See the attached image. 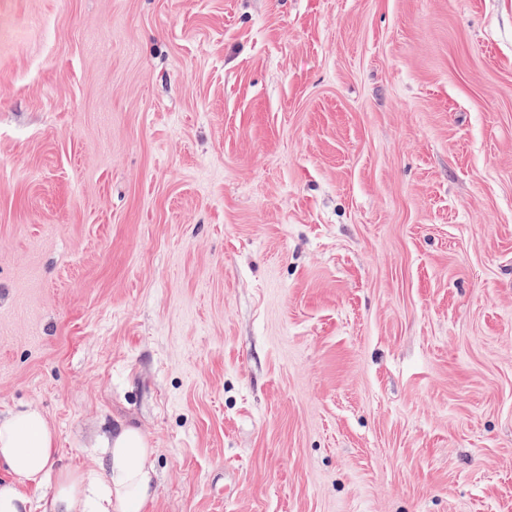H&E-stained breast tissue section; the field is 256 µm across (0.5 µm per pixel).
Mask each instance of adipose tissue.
I'll use <instances>...</instances> for the list:
<instances>
[{
    "instance_id": "obj_1",
    "label": "adipose tissue",
    "mask_w": 512,
    "mask_h": 512,
    "mask_svg": "<svg viewBox=\"0 0 512 512\" xmlns=\"http://www.w3.org/2000/svg\"><path fill=\"white\" fill-rule=\"evenodd\" d=\"M97 464L58 465V436L38 408L22 405L0 412V512H145L153 498V448L130 425H100L92 434ZM53 483L51 496L37 489Z\"/></svg>"
}]
</instances>
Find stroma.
I'll use <instances>...</instances> for the list:
<instances>
[{
	"instance_id": "35a3bbf8",
	"label": "stroma",
	"mask_w": 512,
	"mask_h": 512,
	"mask_svg": "<svg viewBox=\"0 0 512 512\" xmlns=\"http://www.w3.org/2000/svg\"><path fill=\"white\" fill-rule=\"evenodd\" d=\"M20 403L148 512H512V0H0Z\"/></svg>"
}]
</instances>
